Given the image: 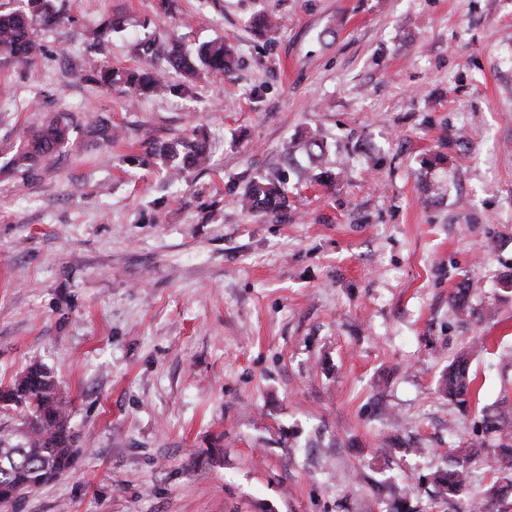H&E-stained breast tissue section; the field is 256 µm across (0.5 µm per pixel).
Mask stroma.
<instances>
[{
  "mask_svg": "<svg viewBox=\"0 0 512 512\" xmlns=\"http://www.w3.org/2000/svg\"><path fill=\"white\" fill-rule=\"evenodd\" d=\"M272 11L274 42L252 16ZM0 63V145L94 115L29 180L0 176V386L40 363L72 402L75 462L8 512H463L432 483L495 448L512 408V0H65ZM134 63L152 33L221 39L232 73L129 102L84 78L89 37ZM202 126L169 184L126 156ZM322 138L321 184L250 215L247 181ZM466 289L471 316L449 298ZM471 405L441 377L477 340ZM463 450L453 448L448 451V469L434 476L437 492L443 496L456 497L463 493L470 479L471 469L483 459L486 448Z\"/></svg>",
  "mask_w": 512,
  "mask_h": 512,
  "instance_id": "35a3bbf8",
  "label": "stroma"
}]
</instances>
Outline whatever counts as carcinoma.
<instances>
[{
    "label": "carcinoma",
    "instance_id": "cac0c4a2",
    "mask_svg": "<svg viewBox=\"0 0 512 512\" xmlns=\"http://www.w3.org/2000/svg\"><path fill=\"white\" fill-rule=\"evenodd\" d=\"M23 7L0 11V60L23 62L38 49L35 40L40 28L54 27L65 19L64 6L59 0H21ZM256 32L272 41L278 25L271 13L260 12L253 21ZM139 65L114 68L92 56L85 67V78L98 85L123 84L128 96L139 100L172 94L190 97L200 72L212 74L231 72L238 65L233 48L222 41L199 45L186 50L176 40L161 41L148 36L136 43ZM89 132L105 143L112 142L116 131L102 119L85 122ZM80 127L77 119L67 113H50L40 124L30 127L23 141L5 151L0 162V175L31 178L53 155L67 146L71 132ZM305 151L311 161L320 163L326 145L317 137L286 147L284 163L251 178L236 203L248 214H274L288 207L291 159L297 150ZM131 165L156 167L170 177L179 178L210 163V150L204 134L192 129L166 142L150 144L145 152L130 156ZM448 398L463 406L470 385L469 353L463 352L450 364L445 375ZM71 403L58 389L54 377L41 365H32L13 383L0 386V414L22 429L21 439L13 430L0 427V503L11 501L8 492L33 490L44 483L43 476L66 473L74 460V436L69 428ZM485 428L506 442L493 450L492 463L498 468L512 469V419L503 413L483 416ZM485 449L468 447L448 451V469L434 476L437 492L456 497L463 493L471 469L483 459ZM511 485L489 486L477 503V512H493L499 499L505 497Z\"/></svg>",
    "mask_w": 512,
    "mask_h": 512
}]
</instances>
